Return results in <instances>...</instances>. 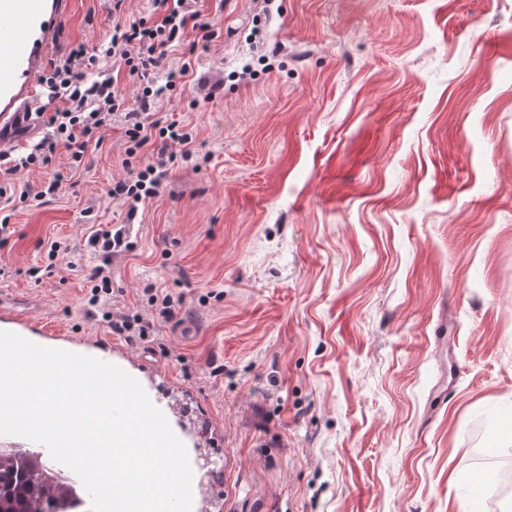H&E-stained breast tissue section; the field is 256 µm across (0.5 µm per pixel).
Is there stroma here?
Segmentation results:
<instances>
[{
    "mask_svg": "<svg viewBox=\"0 0 512 512\" xmlns=\"http://www.w3.org/2000/svg\"><path fill=\"white\" fill-rule=\"evenodd\" d=\"M41 77L112 26V0H51ZM219 36L186 41L159 110L190 124L157 197L128 220L120 126L80 166L58 149L0 186V322L56 346L112 350L157 399L191 402L214 438V512H512L489 507L512 459V0H198ZM127 224L105 308L86 313V238ZM53 277L36 281L52 242ZM184 303L171 319L152 296ZM103 316L104 326L108 328L110 332H116L119 334L127 333L126 336H140L141 339H145L147 336H150V323L141 324L140 319L131 321L125 315L114 319L112 312H106L103 314ZM135 322L137 326H135Z\"/></svg>",
    "mask_w": 512,
    "mask_h": 512,
    "instance_id": "1",
    "label": "stroma"
}]
</instances>
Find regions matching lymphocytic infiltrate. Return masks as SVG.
<instances>
[{
  "instance_id": "lymphocytic-infiltrate-1",
  "label": "lymphocytic infiltrate",
  "mask_w": 512,
  "mask_h": 512,
  "mask_svg": "<svg viewBox=\"0 0 512 512\" xmlns=\"http://www.w3.org/2000/svg\"><path fill=\"white\" fill-rule=\"evenodd\" d=\"M124 0H112V28L92 49L71 51L53 61L43 82L49 95L65 103L53 113L50 131L25 152L0 150V172L18 171L47 164L57 148H66L73 165H80L90 142L101 141L113 125L123 127L125 153L136 155L149 142H160L162 149L178 148L181 159L192 155L193 134L178 121L157 116L156 105L165 91L158 72L168 81L187 74V67L165 69L164 64L186 33L207 43L215 30L194 7V0H153L157 20H131L121 14ZM134 95H127V88ZM168 159L129 169L125 178L113 183L109 198L122 202L129 216H136L140 205L156 197L166 175ZM89 246L102 260L88 277L91 285L88 303L97 306L101 294L111 293V263L130 245L124 226L98 229L88 238Z\"/></svg>"
}]
</instances>
